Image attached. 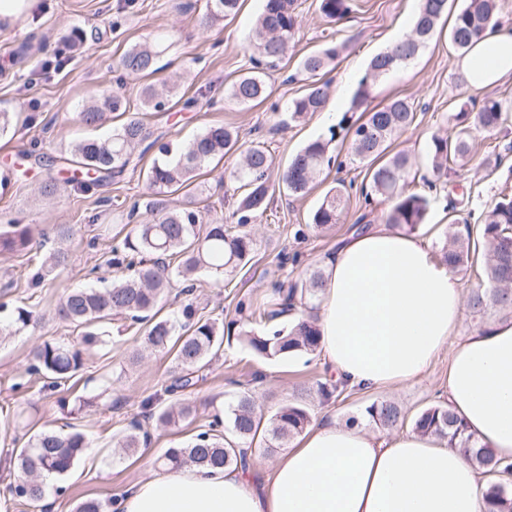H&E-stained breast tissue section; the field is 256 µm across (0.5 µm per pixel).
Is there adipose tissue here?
<instances>
[{"label":"adipose tissue","instance_id":"obj_1","mask_svg":"<svg viewBox=\"0 0 512 512\" xmlns=\"http://www.w3.org/2000/svg\"><path fill=\"white\" fill-rule=\"evenodd\" d=\"M468 87L512 77V32L487 29L455 62ZM319 362L348 391L400 388L452 347L446 405L481 446L512 463V320L460 336L457 278L423 240L373 224L326 258ZM490 478L457 448L415 431L382 436L318 422L270 472L161 471L128 488L121 512H485Z\"/></svg>","mask_w":512,"mask_h":512}]
</instances>
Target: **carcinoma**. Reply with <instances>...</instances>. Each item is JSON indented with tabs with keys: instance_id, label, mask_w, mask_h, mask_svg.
<instances>
[{
	"instance_id": "carcinoma-1",
	"label": "carcinoma",
	"mask_w": 512,
	"mask_h": 512,
	"mask_svg": "<svg viewBox=\"0 0 512 512\" xmlns=\"http://www.w3.org/2000/svg\"><path fill=\"white\" fill-rule=\"evenodd\" d=\"M412 33L390 50L373 57L367 75L360 81L353 99L362 106L369 96L370 82L404 67L434 36L442 19L448 16V0H419ZM354 0H320V11L331 21H340L353 11ZM239 0H208V13L200 26L233 16ZM500 0H464L454 13L448 28V40L454 50L465 53L471 40L490 24H498ZM297 26L294 0H266L254 30L252 70L239 76L225 90V98L238 105H249L267 96L266 73L261 60L280 61L292 46ZM343 45H330L300 61V70L311 79L305 92L292 100L289 118L299 120L318 112L325 104L328 83L319 73L334 61ZM162 53V42L155 38L135 44L121 58L120 67L131 74L154 71L156 58ZM168 99L159 96L153 86L142 87L139 106L144 112H159ZM129 101L119 92L102 93L91 98L72 119L92 126L106 112H128ZM512 117V101L488 99L476 112L460 110L455 118L461 123L452 136L432 137L429 162L433 176H448L454 166L467 163L471 153V132L475 127L494 133ZM416 120L414 103L408 97L395 98L382 107L369 111L354 129L351 151L367 163L370 191L392 200L387 223L414 232L423 223L427 198L408 190L406 175L411 167L407 153L387 155L393 138ZM152 133L139 117L132 116L121 128L106 138L85 139L73 148L76 178L72 182L83 191L90 185L121 174L133 151L145 146L158 147L161 158L155 160L146 174L148 188L155 195L176 192L192 184L197 170L215 158H223L239 143L238 132L222 124L206 126L188 145L175 148L169 143L156 144ZM329 144L322 140L307 143L281 174V182L291 195H304L324 170L330 167ZM272 159L260 142L243 151L242 162L232 172L233 180L242 183L246 194L236 212L239 229L205 220L201 210L188 202L169 209L162 203L153 207V218L134 224L123 239L102 255V265L113 273L112 281L99 288L69 289L55 308L58 319L79 331V346L44 340L31 351L29 372L44 379L43 388L57 389L73 378L83 366L82 348H95L105 343L103 324L116 317L130 321L140 346L171 357L176 370L164 388V394L175 398V406L160 408L152 418L162 426L174 424L195 415V407L179 398V393L195 385V373L217 354L224 344V322L198 314L192 298L199 276L222 272L232 275L249 260L255 240L242 226L263 214L269 204V173ZM344 184L339 182L325 195L312 217L316 229L337 223L344 208ZM32 232L27 224H11L0 231V253H13L29 246ZM485 244L480 277L486 287L473 290L467 306L471 312L484 314L494 308L512 313V197L504 196L486 211L484 221L476 226L468 223L445 239L440 257L453 271L474 267L477 245ZM69 254L61 247L52 249L40 268L30 275L31 285L44 282L47 273L64 267ZM183 284L184 295L178 315L160 317V305L173 283ZM325 275L319 268L291 284L275 307L257 312L239 302L238 312H248V321L263 325L261 333L243 331L242 342L264 360H285L296 355H314L320 345L319 330L306 312L316 308ZM0 342L30 327L37 321L32 310L1 304ZM317 395L324 402L339 399L345 389L327 380L317 383ZM365 416L377 429L387 433L404 425L407 415L390 400H376L365 408ZM312 420L310 403L287 402L270 418L258 412L250 390L238 393L224 413H215L207 429L198 432L183 446L168 448L159 457L164 467L199 468L237 467L249 469L257 457L294 437L301 435ZM413 429L462 449L467 458L484 473L512 476V463L505 464L491 450L465 432L460 420L447 407L431 404L412 419ZM149 432L134 421L120 436L114 447L128 455L147 444ZM87 448L83 432L74 428L68 433L43 429L29 438L16 452L13 462L20 481L10 486L11 494L25 501L42 498L38 478L43 472L58 476L68 474ZM487 512H512V485L492 483L485 490Z\"/></svg>"
}]
</instances>
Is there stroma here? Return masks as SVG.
<instances>
[{
	"instance_id": "1",
	"label": "stroma",
	"mask_w": 512,
	"mask_h": 512,
	"mask_svg": "<svg viewBox=\"0 0 512 512\" xmlns=\"http://www.w3.org/2000/svg\"><path fill=\"white\" fill-rule=\"evenodd\" d=\"M262 7L263 0H241L234 17L205 30L198 22L207 0H28L18 15L0 18V112L16 115L13 125L0 132V228L19 222L30 225L33 233L27 250L0 255V304L27 305L39 319L37 326L0 343V512H75L78 503L90 498L111 505L117 495L156 472V459L165 449L184 445L237 392L251 390L269 417L297 397L302 385L322 380L318 357H254L237 336L247 324L236 304L245 300L272 306L279 290L322 266L337 242L351 235L353 225L385 221L391 203L366 197V166L351 152L352 125L358 118L351 101L372 56L411 32L417 2L358 0L353 13L330 24L318 0H297L295 42L266 77L268 97L251 105L226 102L227 84L252 68V33ZM153 37L163 38L166 45L156 73L144 78L119 69V59L131 46ZM331 40L343 49L323 73L330 83L328 110L290 120L288 105L306 88L300 59ZM455 57L447 34L435 35L408 66L376 80L366 102L373 108L401 96L411 98L416 107L414 125L393 148L411 157L413 189L427 192L428 214L415 235L435 252L453 233L454 222L478 223L500 194L512 192V122L492 134L473 131L470 162L433 189L425 187L432 176V136L454 133L460 108L475 110L489 98H512V81L487 92L467 87L453 68ZM148 84L178 87L167 110L148 115L158 141L182 145L207 125L221 123L238 131L241 144L263 143L274 173H282L303 145L317 139L329 142L334 162L305 195L273 191L267 211L246 226L256 246L245 266L221 281L200 278L194 293L200 312L232 324L235 334L196 374L189 393L197 407L195 418L152 430L148 447L118 457L112 453L113 439L132 421L143 420V400L162 394L170 357L153 353L129 365L133 334L118 332L112 323L105 328L104 346L86 352L81 371L57 391L43 389L41 379L27 369L37 343L77 339V330L53 316L61 294L89 284L90 269L120 241L126 224L151 218L153 195L145 172L157 150L135 151L121 177L86 192L77 190L69 181L72 144L111 134L124 117L115 112L100 124L86 126L73 122L71 115L89 97L112 90L138 102ZM238 162L233 154L205 165L189 192L168 194L167 203L180 206L193 200L207 205L211 218L235 223L241 191L230 174ZM51 179L58 190L47 197L39 188ZM339 181L345 185L346 203L337 224L324 232L310 231L314 210ZM49 224L73 225L69 262L48 276L45 287L32 288L27 284L29 270L55 245L54 239L41 235ZM450 354L443 349L425 375L403 388L346 393L326 404L316 400L312 413L320 415L329 407L343 420L363 413L374 400L388 399L412 415L444 403ZM79 397L87 405L77 418H70L61 404ZM72 420L88 441L77 465L60 477L52 496L35 504L14 499L7 492L18 479L10 462L12 449L27 443L31 429H60Z\"/></svg>"
}]
</instances>
